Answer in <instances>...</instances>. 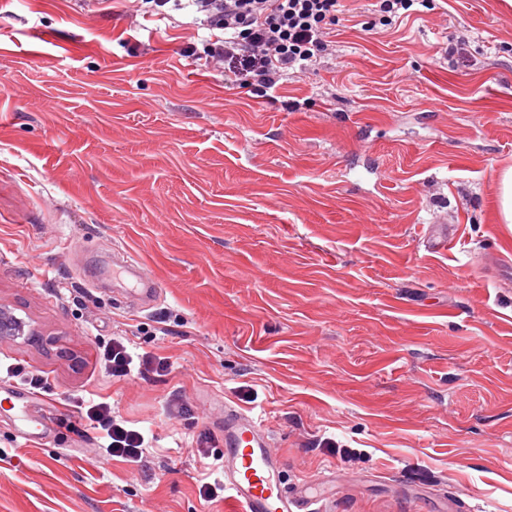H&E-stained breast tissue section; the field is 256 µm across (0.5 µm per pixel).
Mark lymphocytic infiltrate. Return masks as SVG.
I'll use <instances>...</instances> for the list:
<instances>
[{
  "label": "lymphocytic infiltrate",
  "mask_w": 512,
  "mask_h": 512,
  "mask_svg": "<svg viewBox=\"0 0 512 512\" xmlns=\"http://www.w3.org/2000/svg\"><path fill=\"white\" fill-rule=\"evenodd\" d=\"M187 8L208 29L205 57L223 69L225 83L273 89L288 76L312 70L341 22V0H151L156 14L166 5ZM79 418L102 433L105 452L141 463L145 437L114 415L110 403L80 401Z\"/></svg>",
  "instance_id": "obj_1"
}]
</instances>
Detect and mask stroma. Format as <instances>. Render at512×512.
Wrapping results in <instances>:
<instances>
[{
	"label": "stroma",
	"mask_w": 512,
	"mask_h": 512,
	"mask_svg": "<svg viewBox=\"0 0 512 512\" xmlns=\"http://www.w3.org/2000/svg\"><path fill=\"white\" fill-rule=\"evenodd\" d=\"M342 3L320 64L265 92L206 66L188 11L0 0V306L44 335L0 339V387L41 373L46 426L0 410V512H224L199 488L228 406L320 512H512V6ZM115 338L169 370L113 381ZM83 397L144 431L141 464L100 460ZM379 13V21L385 22L384 25L392 23L393 18L400 17L410 11V8L418 2L424 6L425 0H377ZM403 11V12H401ZM497 218L501 224H512V166L496 174Z\"/></svg>",
	"instance_id": "stroma-1"
}]
</instances>
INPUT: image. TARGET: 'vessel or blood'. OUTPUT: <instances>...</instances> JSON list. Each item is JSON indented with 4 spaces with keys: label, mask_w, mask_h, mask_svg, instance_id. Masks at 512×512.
<instances>
[{
    "label": "vessel or blood",
    "mask_w": 512,
    "mask_h": 512,
    "mask_svg": "<svg viewBox=\"0 0 512 512\" xmlns=\"http://www.w3.org/2000/svg\"><path fill=\"white\" fill-rule=\"evenodd\" d=\"M279 468L261 424L225 409L224 485L231 512H306L307 502L281 485Z\"/></svg>",
    "instance_id": "vessel-or-blood-1"
}]
</instances>
